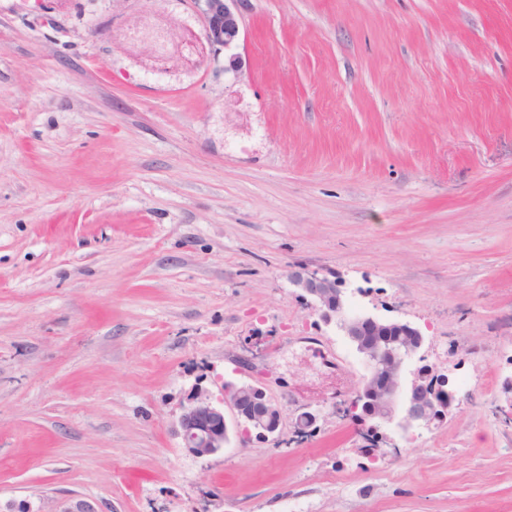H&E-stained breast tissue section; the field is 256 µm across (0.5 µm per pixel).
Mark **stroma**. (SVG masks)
I'll list each match as a JSON object with an SVG mask.
<instances>
[{
    "label": "stroma",
    "instance_id": "35a3bbf8",
    "mask_svg": "<svg viewBox=\"0 0 512 512\" xmlns=\"http://www.w3.org/2000/svg\"><path fill=\"white\" fill-rule=\"evenodd\" d=\"M238 75L193 0H0V512H512V0H243ZM412 323L466 393L370 448L365 372L288 280ZM279 439L185 452L195 388ZM316 409L315 429L293 423ZM224 402L232 408L236 426L243 439L274 436L280 427L282 414L261 387L229 384L224 390L222 406L213 402L210 394L197 391L180 414L176 428L183 448L195 458H207L224 450L229 440V427L224 415Z\"/></svg>",
    "mask_w": 512,
    "mask_h": 512
}]
</instances>
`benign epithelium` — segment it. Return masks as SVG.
Returning <instances> with one entry per match:
<instances>
[{
    "instance_id": "benign-epithelium-1",
    "label": "benign epithelium",
    "mask_w": 512,
    "mask_h": 512,
    "mask_svg": "<svg viewBox=\"0 0 512 512\" xmlns=\"http://www.w3.org/2000/svg\"><path fill=\"white\" fill-rule=\"evenodd\" d=\"M203 19V28L183 34L177 45L180 58H185L182 47L199 50L207 46L213 52L224 50V72L237 74L241 70V56L234 52L240 39L241 0H195ZM289 282L299 288L303 297L323 311L327 319L340 316L338 328L354 344L366 366L360 387L350 402L337 407L348 410V416L366 425V436L372 442L385 437L379 434L383 426L396 424L407 431L417 425L430 426L448 414L456 400V391L448 386V377L438 374L428 365L412 372L410 383L404 373L424 345L425 337L410 323L385 320L368 314L342 315L346 298L336 279L304 268L288 270ZM223 402L230 405L240 436L255 435L267 438L280 427L282 414L278 406L258 386L229 384L224 390ZM318 412L304 411L295 420V437L303 438L315 428ZM183 448L195 458H207L224 449L229 440V427L224 407L213 402L210 394L198 391L180 414L177 424ZM58 512H100L96 503L84 500H66Z\"/></svg>"
}]
</instances>
